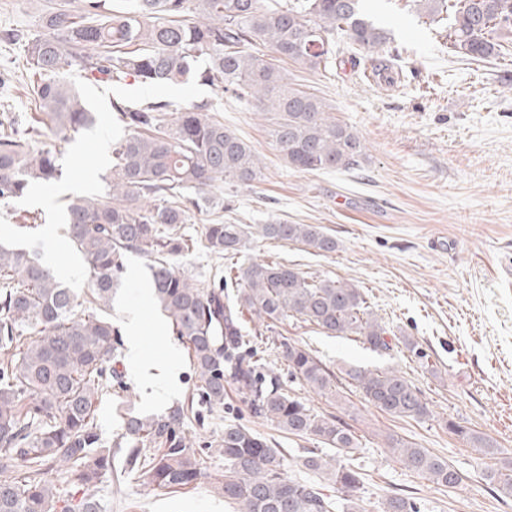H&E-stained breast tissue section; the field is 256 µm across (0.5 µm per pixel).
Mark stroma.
<instances>
[{
    "mask_svg": "<svg viewBox=\"0 0 512 512\" xmlns=\"http://www.w3.org/2000/svg\"><path fill=\"white\" fill-rule=\"evenodd\" d=\"M47 2L0 0V30L36 32ZM374 9L405 47L398 68L377 74L362 65L326 73L288 67L295 83L320 96L331 117L361 138L365 158L354 171L289 167L273 144L267 115L236 107L210 87L188 81L131 85L123 93L136 102H212L216 119L263 162L262 176L252 185L216 183L212 196L230 200V208L205 204L189 213L180 228L189 248L170 259L177 271L202 283L223 276L226 262L207 248L206 225L253 226L274 219L313 224L335 238V252L255 235L235 261H278L310 278L361 288L390 333L411 336L427 353L424 364L401 348L381 357L353 338L332 337L293 318L277 323L270 334L276 341L303 343L337 372L348 365L396 369L427 400L431 417L401 419L382 413L350 385L338 401L297 388L316 413L336 416L357 437L353 459L365 473L357 495L367 512H377L396 493L414 498L421 512H512V497L490 480L512 460V285L503 276L512 262V50L496 61H470L453 52L447 25L430 22L416 0H376ZM25 72L20 46L0 42V78L9 85L0 90V101L8 100L13 114L31 124L37 114ZM70 80L96 122L55 143L60 181L35 185L19 202L0 207V243L38 251L48 264L63 260L75 267L80 276L69 285L87 311L86 264L70 244L63 211L69 196L103 193L112 145L125 131L115 120L111 85L75 74ZM149 263V257L128 254L118 293L101 315L119 328L123 343L128 314L140 313L145 349L176 388L157 405L127 372L126 391L100 397L97 432L115 454L111 472L92 492L102 512H233L219 488L224 458L214 452L224 427L242 423L259 433L273 431L233 385H225L223 404L198 405L184 429L193 448L210 451L205 474L190 487L157 489L140 473L126 471L125 455L117 450L125 441L126 407L161 415L186 401L198 384L186 344L147 295ZM448 419L492 438L496 452L480 455L448 433ZM389 434L447 459L467 473V488L451 492L409 471L388 448Z\"/></svg>",
    "mask_w": 512,
    "mask_h": 512,
    "instance_id": "stroma-1",
    "label": "stroma"
}]
</instances>
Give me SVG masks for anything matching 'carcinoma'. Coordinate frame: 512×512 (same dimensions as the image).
<instances>
[{
	"mask_svg": "<svg viewBox=\"0 0 512 512\" xmlns=\"http://www.w3.org/2000/svg\"><path fill=\"white\" fill-rule=\"evenodd\" d=\"M70 0L41 11L40 31L0 33L23 47L28 95L40 112L38 126L0 120V206L24 196L33 181L59 178L57 151L37 149L41 128L58 140L94 123V115L65 80L67 71L116 87L194 80L220 89L239 106L272 116L270 135L288 165L300 171L350 170L364 155L360 137L329 116L316 94L288 77L282 64L327 70L343 55L356 64L366 52L373 69L387 71L401 60L395 39L366 12V0ZM434 22L447 21L454 50L483 62L502 54L512 35V0H423ZM270 48L275 61L263 58ZM112 111L128 134L112 148L108 193L76 196L66 205L67 234L87 265L96 305L112 306L129 253L154 257L150 289L172 333L187 344L199 382V398L224 404V382L242 394L254 416L304 440L350 453L351 430L334 415H317L301 397L264 373L261 353L269 339L244 331L243 311L267 321L289 317L332 336H355L367 349L390 356L403 344L420 360L427 354L407 336L389 335L361 289L330 279L313 280L282 263L253 262L237 269L236 294L221 277L205 286L176 271L168 257L187 248L178 233L189 206L214 183L250 185L262 161L234 130L210 115L206 103L172 108L165 100L132 105L112 99ZM264 239L300 243L321 253L336 251V239L313 224L275 221L257 225ZM252 232L244 224H209L207 248L218 257L238 255ZM74 289L22 250L0 246V512H100L85 493L72 504L44 475L70 463L64 481L85 489L112 471V450L99 447L95 401L112 384L124 389L117 368L118 331L112 321L78 312ZM288 377L319 395L340 398L336 372L305 345H276ZM352 384L381 411L396 417L432 415L421 391L396 370H345ZM194 401L160 416L128 412L125 435L133 443L126 470L141 471L159 488H182L203 476L204 460L185 441L183 428ZM448 430L492 454V439L448 422ZM388 447L413 473L458 489L466 476L448 461L393 436ZM221 490L234 512H365L354 492L362 482L355 464L305 448L298 464L331 481L333 500L285 472V449L276 439L241 424L224 426ZM378 512H420L405 496L386 498Z\"/></svg>",
	"mask_w": 512,
	"mask_h": 512,
	"instance_id": "obj_1",
	"label": "carcinoma"
}]
</instances>
